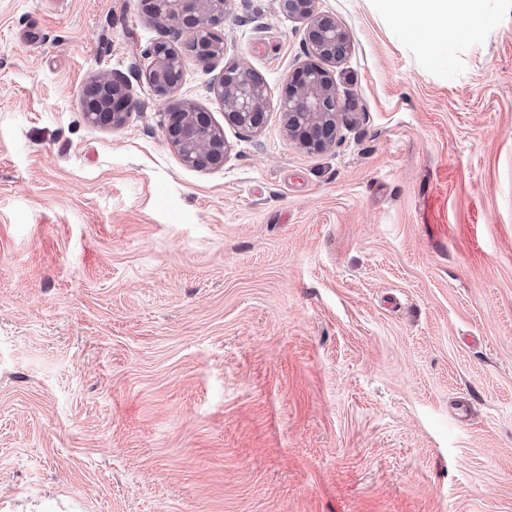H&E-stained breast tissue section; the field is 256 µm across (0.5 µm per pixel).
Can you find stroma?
I'll list each match as a JSON object with an SVG mask.
<instances>
[{"label": "stroma", "instance_id": "1", "mask_svg": "<svg viewBox=\"0 0 512 512\" xmlns=\"http://www.w3.org/2000/svg\"><path fill=\"white\" fill-rule=\"evenodd\" d=\"M426 48L393 0H316L350 50L309 152L225 125L305 21L230 0L224 56L147 81L141 0H0V512H512V7ZM124 77L139 107L90 124ZM185 102L218 168L167 138ZM214 92L230 125L254 132L265 124L270 108L267 86L252 68L238 62L225 64L214 82ZM138 106L125 80L117 74L97 77L87 92L86 117L93 124L122 125ZM168 137L187 167L207 169L224 163L227 143L224 130L205 112L185 106L171 113Z\"/></svg>", "mask_w": 512, "mask_h": 512}]
</instances>
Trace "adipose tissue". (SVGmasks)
I'll return each mask as SVG.
<instances>
[{"mask_svg": "<svg viewBox=\"0 0 512 512\" xmlns=\"http://www.w3.org/2000/svg\"><path fill=\"white\" fill-rule=\"evenodd\" d=\"M478 0H396L397 12L412 32L428 45L472 36L486 28L489 19Z\"/></svg>", "mask_w": 512, "mask_h": 512, "instance_id": "ef3b65f1", "label": "adipose tissue"}]
</instances>
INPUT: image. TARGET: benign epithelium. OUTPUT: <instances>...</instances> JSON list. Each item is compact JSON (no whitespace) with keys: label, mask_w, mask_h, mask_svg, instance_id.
Returning a JSON list of instances; mask_svg holds the SVG:
<instances>
[{"label":"benign epithelium","mask_w":512,"mask_h":512,"mask_svg":"<svg viewBox=\"0 0 512 512\" xmlns=\"http://www.w3.org/2000/svg\"><path fill=\"white\" fill-rule=\"evenodd\" d=\"M148 12L164 20L163 33L184 41L196 58L210 64L224 55L215 27L228 15V0H144ZM315 0H280L283 13L308 20L305 41L308 61L292 74L288 89L277 103L290 139L309 151H322L335 142L345 115L325 63L342 61L349 51L348 35L336 19L314 12ZM147 80L156 93L167 95L182 77V60L169 42L160 41ZM227 123L254 132L267 120L270 100L263 77L238 62L227 63L214 82ZM138 106L125 80L117 74L97 77L87 92L86 117L94 124L119 126ZM168 137L184 165L207 169L224 163V130L205 112L185 106L171 113Z\"/></svg>","instance_id":"benign-epithelium-1"}]
</instances>
